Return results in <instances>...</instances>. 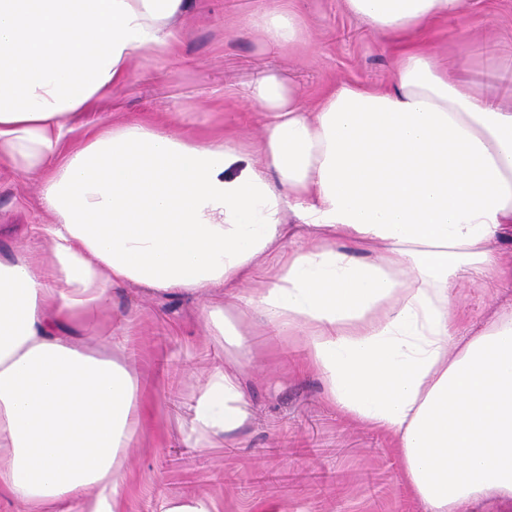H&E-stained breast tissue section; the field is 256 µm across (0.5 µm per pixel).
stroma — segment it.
Masks as SVG:
<instances>
[{"mask_svg": "<svg viewBox=\"0 0 512 512\" xmlns=\"http://www.w3.org/2000/svg\"><path fill=\"white\" fill-rule=\"evenodd\" d=\"M259 0H194L180 31L177 59L135 58L128 78L96 116L107 122L145 120L162 112L184 133L256 134L248 89L275 75L307 103L328 85L387 84L394 49L342 0H298L309 45L297 54L260 50L245 29ZM443 56L474 75L512 59V0H464L458 15L425 34ZM37 179L0 164V256L41 252L34 234L54 223ZM204 298L116 289L99 323L82 332L88 349L107 352L108 335L124 337L118 358L156 405L153 425L124 453L123 512H160L164 500L212 499L219 512H246L274 501L281 512H423L400 483V462L382 434L349 424L323 399V383L300 369L302 352L277 337L256 336L258 365L247 378L249 419L215 448L187 439L199 379L225 359L222 344L202 334Z\"/></svg>", "mask_w": 512, "mask_h": 512, "instance_id": "stroma-1", "label": "stroma"}]
</instances>
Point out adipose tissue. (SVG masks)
Returning <instances> with one entry per match:
<instances>
[{
    "label": "adipose tissue",
    "mask_w": 512,
    "mask_h": 512,
    "mask_svg": "<svg viewBox=\"0 0 512 512\" xmlns=\"http://www.w3.org/2000/svg\"><path fill=\"white\" fill-rule=\"evenodd\" d=\"M463 0H344L406 43L386 85L332 84L307 104L259 82L258 137L199 140L162 123L75 121L134 55L175 54L191 0H0V162L37 177L45 253L0 257V492L17 512H121L120 452L152 412L121 361L64 330L113 289H220L205 335L229 359L193 397L212 448L249 418L261 326L300 345L328 404L387 436L425 512L512 504V300L474 321L465 289L512 288V66L465 80L415 34ZM247 28L307 46L293 5Z\"/></svg>",
    "instance_id": "obj_1"
}]
</instances>
